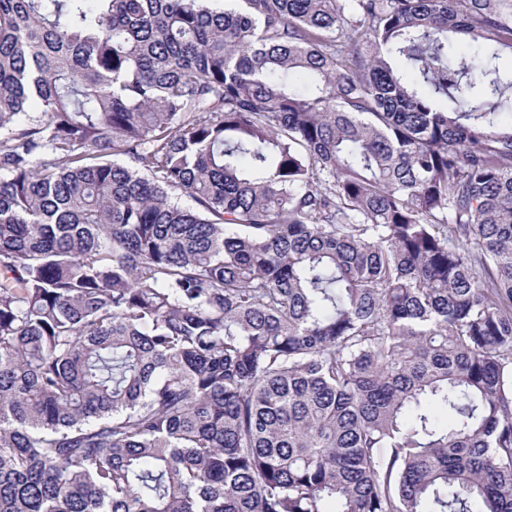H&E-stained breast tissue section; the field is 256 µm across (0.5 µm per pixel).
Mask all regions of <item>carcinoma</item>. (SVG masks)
Wrapping results in <instances>:
<instances>
[{
    "mask_svg": "<svg viewBox=\"0 0 512 512\" xmlns=\"http://www.w3.org/2000/svg\"><path fill=\"white\" fill-rule=\"evenodd\" d=\"M499 45L512 0H0V512H512Z\"/></svg>",
    "mask_w": 512,
    "mask_h": 512,
    "instance_id": "carcinoma-1",
    "label": "carcinoma"
}]
</instances>
